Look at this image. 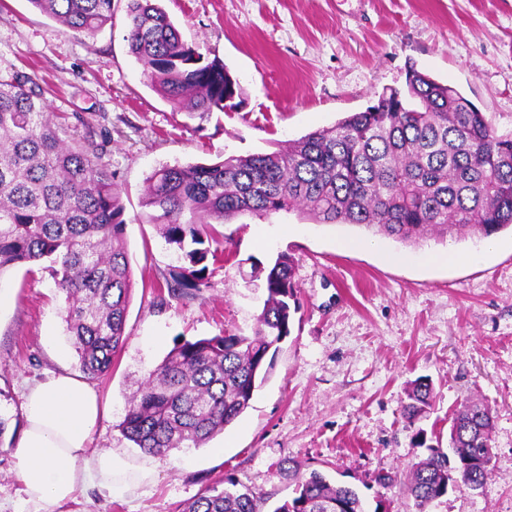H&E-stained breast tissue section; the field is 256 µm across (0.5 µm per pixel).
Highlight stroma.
<instances>
[{"label": "stroma", "instance_id": "1", "mask_svg": "<svg viewBox=\"0 0 512 512\" xmlns=\"http://www.w3.org/2000/svg\"><path fill=\"white\" fill-rule=\"evenodd\" d=\"M127 0L94 36L72 31L29 0H0V71L20 69L44 89L68 142L108 137L104 160L125 205L123 241L134 290L128 339L111 372L95 379L108 412L89 449L112 451L128 489L106 500L79 488L50 512H174L208 484L233 476L264 501L292 492L278 465L291 459L355 488L365 512H416L405 488L416 453L401 402L430 376L436 398L423 428L448 436L460 404L489 403L493 459L482 488L451 492L429 512H512V231L405 245L350 224L304 214H249L213 225L224 259L208 286L175 299L165 280L183 264L140 205L165 164L270 153L363 111L408 67L457 89L512 133V0H161L183 39L219 58L237 80L236 110L173 111L146 82L126 40ZM365 240L345 251L341 240ZM483 252L476 264H430L429 254ZM295 260L300 308L250 407L200 448L149 454L119 425L128 400L177 341L251 334L265 290L253 267ZM78 373L63 300L41 264L0 271V416L22 418L26 388L51 372ZM16 437L0 439V512H24Z\"/></svg>", "mask_w": 512, "mask_h": 512}]
</instances>
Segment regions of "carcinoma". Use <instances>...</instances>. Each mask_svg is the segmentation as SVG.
<instances>
[{
  "label": "carcinoma",
  "mask_w": 512,
  "mask_h": 512,
  "mask_svg": "<svg viewBox=\"0 0 512 512\" xmlns=\"http://www.w3.org/2000/svg\"><path fill=\"white\" fill-rule=\"evenodd\" d=\"M68 28L92 35L112 20L113 0H29ZM129 50L146 81L176 112H223L240 106L239 85L224 63L186 43L156 0H127ZM104 143L62 139L43 91L30 75L0 73V272L46 262L65 303L66 331L80 370L107 375L127 340L133 288L122 241L125 208ZM141 206L187 264L166 281L171 297L207 286L209 259L224 255L208 231L238 215L297 210L317 224H353L405 244L490 237L512 228V135H499L455 88L412 68L362 112L318 128L288 147L230 155L213 164L163 165L146 179ZM294 259L280 254L263 277L267 297L254 333L181 340L127 402L126 438L150 454L199 448L234 423L268 377L267 356L291 334L298 309ZM431 378L410 381L401 415L412 427L430 413ZM487 403L467 402L450 419V452L427 443L409 466L407 491L417 512L448 494L483 487L493 453ZM293 496L274 512H363L358 492L317 469L287 460ZM175 512H261L260 497L207 485Z\"/></svg>",
  "instance_id": "carcinoma-1"
}]
</instances>
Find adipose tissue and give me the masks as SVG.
Instances as JSON below:
<instances>
[{
    "label": "adipose tissue",
    "mask_w": 512,
    "mask_h": 512,
    "mask_svg": "<svg viewBox=\"0 0 512 512\" xmlns=\"http://www.w3.org/2000/svg\"><path fill=\"white\" fill-rule=\"evenodd\" d=\"M23 414L16 471L28 503L58 506L84 485L111 498L125 492L122 462L88 449L91 432L106 414L89 383L64 370L53 373L28 388Z\"/></svg>",
    "instance_id": "adipose-tissue-1"
}]
</instances>
